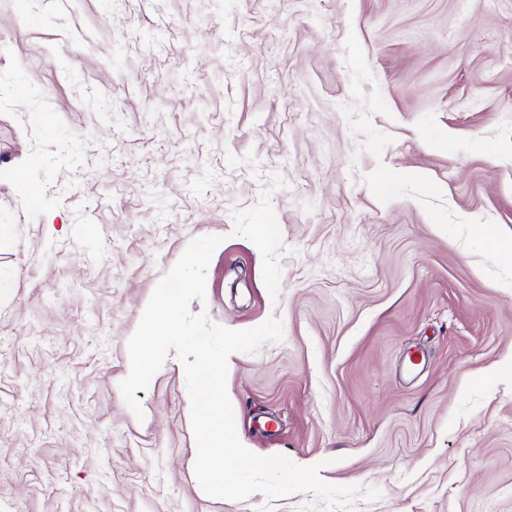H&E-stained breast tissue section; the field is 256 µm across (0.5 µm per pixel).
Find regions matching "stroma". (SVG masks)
I'll list each match as a JSON object with an SVG mask.
<instances>
[{"label":"stroma","instance_id":"35a3bbf8","mask_svg":"<svg viewBox=\"0 0 512 512\" xmlns=\"http://www.w3.org/2000/svg\"><path fill=\"white\" fill-rule=\"evenodd\" d=\"M3 85L0 512L318 505L202 491L176 354L123 400L204 235L191 312L283 323L228 361L245 447L343 512H512V0H0Z\"/></svg>","mask_w":512,"mask_h":512}]
</instances>
